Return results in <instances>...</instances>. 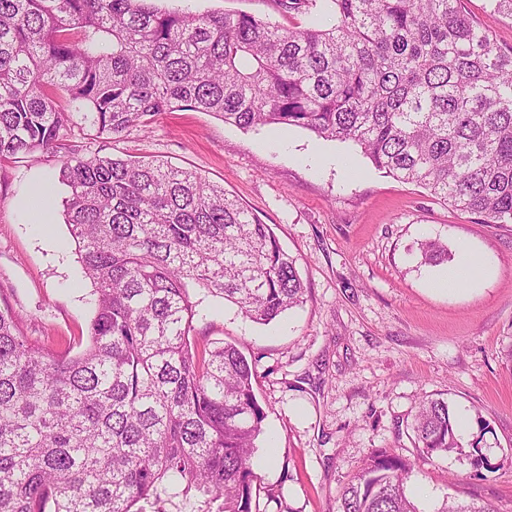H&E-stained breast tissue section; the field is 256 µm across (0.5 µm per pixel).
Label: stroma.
Segmentation results:
<instances>
[{"mask_svg":"<svg viewBox=\"0 0 512 512\" xmlns=\"http://www.w3.org/2000/svg\"><path fill=\"white\" fill-rule=\"evenodd\" d=\"M156 5L249 13L284 27L312 20L279 0ZM461 9L497 45L512 47V16L492 0H461ZM105 149L222 184L297 260L305 301L267 324L223 298L192 293L196 351L230 343L256 369L265 411L252 459L260 512H338L341 488L379 450L409 462L407 493L419 512H438L450 497L512 512V223H484L377 169L360 147L298 127L241 129L206 112H172ZM63 155L54 148L0 163V308L12 310L33 342L73 354L88 341L95 296L64 218ZM38 184L49 189L39 200L51 210L49 224L29 223L25 213ZM428 241L447 247V263H422ZM464 245L487 261L486 275L453 293L431 288ZM426 393L467 420L463 445L482 436L495 472L476 473L458 453L421 451L410 422ZM481 418L490 424L483 435ZM421 486L427 496L418 495Z\"/></svg>","mask_w":512,"mask_h":512,"instance_id":"obj_1","label":"stroma"}]
</instances>
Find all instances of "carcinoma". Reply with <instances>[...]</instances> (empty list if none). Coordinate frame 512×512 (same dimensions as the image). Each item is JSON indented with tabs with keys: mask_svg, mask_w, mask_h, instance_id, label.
I'll list each match as a JSON object with an SVG mask.
<instances>
[{
	"mask_svg": "<svg viewBox=\"0 0 512 512\" xmlns=\"http://www.w3.org/2000/svg\"><path fill=\"white\" fill-rule=\"evenodd\" d=\"M328 2L329 18L286 28L154 0H0V160L65 145L66 224L96 294L90 342L65 357L0 309V512H145L175 481L196 492L191 512H260L255 368L229 344L192 351L190 290L262 324L304 301L296 259L224 187L163 160L84 155L65 142L73 113L104 141L176 110L307 129L512 223V47L460 0ZM423 256L448 249L429 241ZM413 430L430 456L463 451L443 398L422 397ZM469 458L496 469L477 441ZM408 474L373 454L340 512H417ZM442 512L496 510L450 499Z\"/></svg>",
	"mask_w": 512,
	"mask_h": 512,
	"instance_id": "cac0c4a2",
	"label": "carcinoma"
}]
</instances>
